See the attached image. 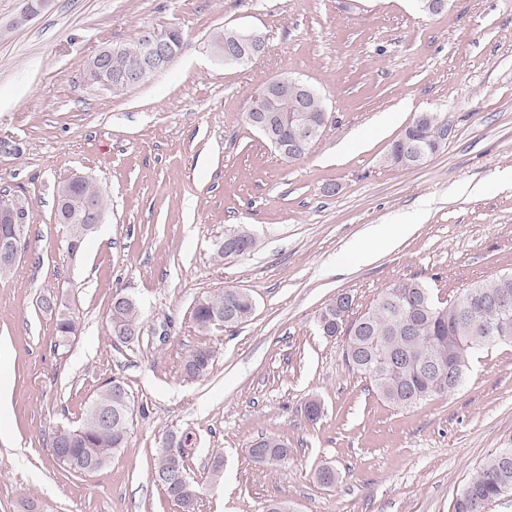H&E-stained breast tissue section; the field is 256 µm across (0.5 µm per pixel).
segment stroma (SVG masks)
Returning a JSON list of instances; mask_svg holds the SVG:
<instances>
[{
    "label": "stroma",
    "mask_w": 512,
    "mask_h": 512,
    "mask_svg": "<svg viewBox=\"0 0 512 512\" xmlns=\"http://www.w3.org/2000/svg\"><path fill=\"white\" fill-rule=\"evenodd\" d=\"M19 9L0 0V138L18 144L0 153V191L29 222L0 275V512H182L152 477L170 436L191 439L195 512H452L483 459L512 447V344L481 353L455 392L400 411L317 319L341 292L358 314L402 278L444 298L512 270V0H454L435 17L415 0H53L16 27ZM153 26L185 35L168 70L122 94L87 81L101 48ZM234 26L259 29L265 54L243 66L211 57L210 36ZM285 73L332 114L297 162L246 120ZM423 112L453 126L445 149L415 170L387 165ZM76 173L108 207L72 255L54 189ZM243 230L254 252L214 258L217 240ZM382 232L393 248L354 252ZM225 288L248 291L253 316L200 331L196 300ZM118 292L140 306L137 343L109 332ZM53 295L80 318L64 349L40 304ZM203 346L210 373L186 378L184 357ZM111 378L134 400L127 445L102 470L69 474L51 436ZM267 436L287 445L283 464L250 457ZM322 465L335 484L318 482Z\"/></svg>",
    "instance_id": "35a3bbf8"
}]
</instances>
